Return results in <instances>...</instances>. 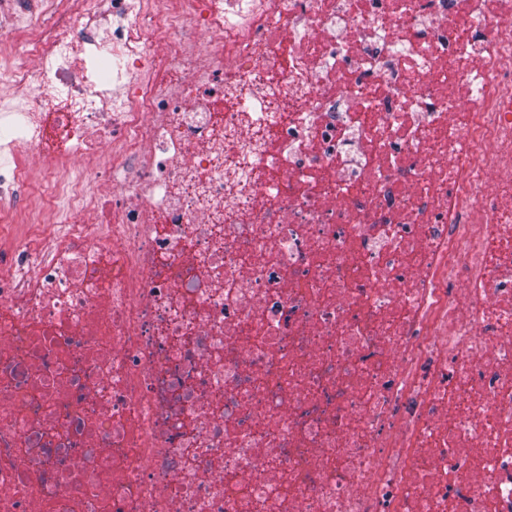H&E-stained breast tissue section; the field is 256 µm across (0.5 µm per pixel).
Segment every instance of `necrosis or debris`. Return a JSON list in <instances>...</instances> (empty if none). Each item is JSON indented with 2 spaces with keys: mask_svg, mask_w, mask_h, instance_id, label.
Here are the masks:
<instances>
[{
  "mask_svg": "<svg viewBox=\"0 0 512 512\" xmlns=\"http://www.w3.org/2000/svg\"><path fill=\"white\" fill-rule=\"evenodd\" d=\"M13 106L0 512H512V0H14Z\"/></svg>",
  "mask_w": 512,
  "mask_h": 512,
  "instance_id": "obj_1",
  "label": "necrosis or debris"
}]
</instances>
